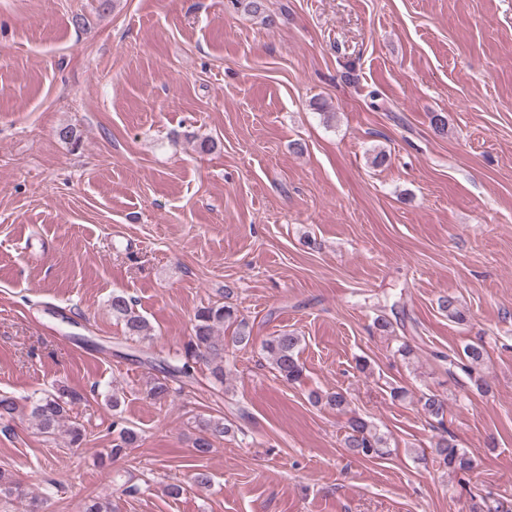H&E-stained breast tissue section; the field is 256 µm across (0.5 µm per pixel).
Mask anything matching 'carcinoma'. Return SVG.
<instances>
[{
  "mask_svg": "<svg viewBox=\"0 0 512 512\" xmlns=\"http://www.w3.org/2000/svg\"><path fill=\"white\" fill-rule=\"evenodd\" d=\"M439 308L448 313V320L465 321L464 314L459 310L454 298L444 296L439 299ZM112 316L122 322L126 333L131 338H151L149 322L134 309L131 298L123 293L112 294L110 300ZM236 325L231 341L233 346L245 348L251 340L249 323L239 317L238 310L227 304L204 306L194 315L193 334L183 347L180 357L173 362H159L162 377L155 379L148 389V395L155 400H163L171 393H180L196 381L197 364L207 365L210 379L216 384H224L230 370L224 366V337L219 330L224 323ZM302 337L293 331L283 330L264 341L262 351L272 370L279 378L289 383L302 380L304 366L299 360V349ZM487 350L483 342L469 343L462 352L448 357V375L453 378H466L478 389L487 386L479 374ZM85 400L82 392L61 386L55 391H46L35 398L30 405V417L42 434L52 436L59 431L63 424H68L65 434L70 445L78 446L83 441L85 430L77 422L70 420L73 407ZM422 410L429 416L439 420L444 419L446 411L445 400L438 394L426 393L421 398ZM18 411L14 397L0 396V423L4 430L10 429ZM232 431L231 425L224 419H209L199 423L193 440V453L202 456L210 452L214 441ZM138 442V433L134 428L126 426L118 432V442L107 450L110 458L116 459L128 455ZM343 447L355 456L372 459L384 454L386 440L377 433L376 429L360 417H352L348 423V431L343 440ZM434 460L440 466L455 474H467L473 469V460L469 453L457 446L453 436L443 431L433 448ZM0 493L7 500H22L28 492L18 482L5 481L0 474Z\"/></svg>",
  "mask_w": 512,
  "mask_h": 512,
  "instance_id": "obj_1",
  "label": "carcinoma"
}]
</instances>
